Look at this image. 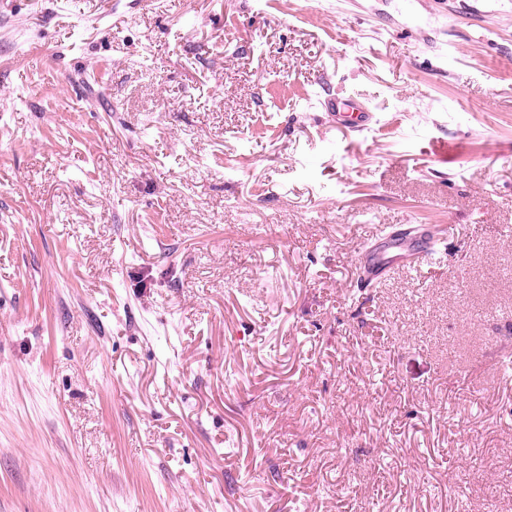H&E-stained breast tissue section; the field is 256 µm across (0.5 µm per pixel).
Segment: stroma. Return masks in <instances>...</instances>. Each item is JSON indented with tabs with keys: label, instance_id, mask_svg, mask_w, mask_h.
I'll return each instance as SVG.
<instances>
[{
	"label": "stroma",
	"instance_id": "35a3bbf8",
	"mask_svg": "<svg viewBox=\"0 0 512 512\" xmlns=\"http://www.w3.org/2000/svg\"><path fill=\"white\" fill-rule=\"evenodd\" d=\"M17 2L0 512H512V0ZM324 107L330 112L332 125L336 121L348 129L350 136L361 135L378 122L375 113L360 98L348 96L329 99L324 102ZM403 228L388 235L377 236L376 239H390L380 251H368L357 266L358 274L369 282L378 279L391 269L418 266L431 260L437 254L435 240L427 231L415 224H402ZM397 250L402 254L388 256L389 250Z\"/></svg>",
	"mask_w": 512,
	"mask_h": 512
}]
</instances>
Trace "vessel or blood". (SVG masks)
Wrapping results in <instances>:
<instances>
[{"label":"vessel or blood","mask_w":512,"mask_h":512,"mask_svg":"<svg viewBox=\"0 0 512 512\" xmlns=\"http://www.w3.org/2000/svg\"><path fill=\"white\" fill-rule=\"evenodd\" d=\"M333 121L348 129L350 135H360L372 129L377 119L368 105L356 97H343L325 101ZM436 255L435 241L421 227L407 224L399 231L390 233L383 250L364 254L357 266L358 274L373 281L391 269L420 265Z\"/></svg>","instance_id":"obj_1"}]
</instances>
